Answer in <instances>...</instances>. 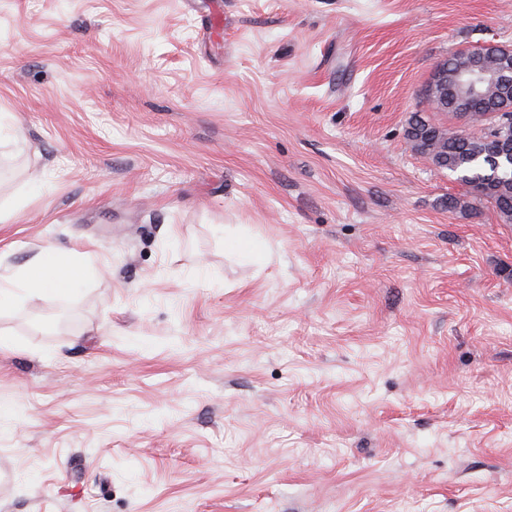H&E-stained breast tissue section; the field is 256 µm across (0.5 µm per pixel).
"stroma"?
Here are the masks:
<instances>
[{
  "mask_svg": "<svg viewBox=\"0 0 512 512\" xmlns=\"http://www.w3.org/2000/svg\"><path fill=\"white\" fill-rule=\"evenodd\" d=\"M512 0H0V512H512V223L411 150ZM254 257L239 261V253ZM88 268L62 252L47 251L8 276H0V309L40 298L50 291L68 290Z\"/></svg>",
  "mask_w": 512,
  "mask_h": 512,
  "instance_id": "stroma-1",
  "label": "stroma"
}]
</instances>
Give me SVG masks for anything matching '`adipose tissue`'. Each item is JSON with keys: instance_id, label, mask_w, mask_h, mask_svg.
I'll return each instance as SVG.
<instances>
[{"instance_id": "1", "label": "adipose tissue", "mask_w": 512, "mask_h": 512, "mask_svg": "<svg viewBox=\"0 0 512 512\" xmlns=\"http://www.w3.org/2000/svg\"><path fill=\"white\" fill-rule=\"evenodd\" d=\"M88 269L57 251H47L8 276H0V309L42 297L51 291H63Z\"/></svg>"}]
</instances>
